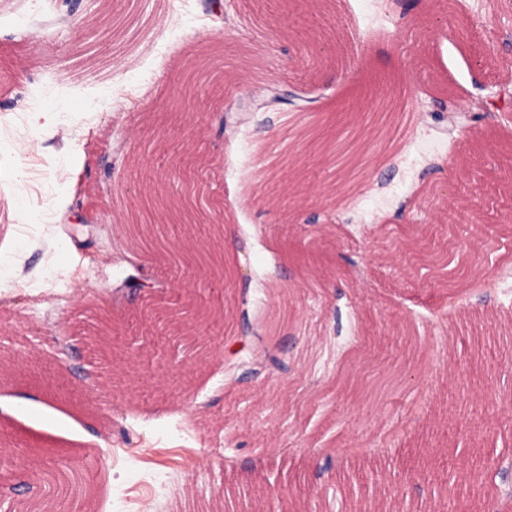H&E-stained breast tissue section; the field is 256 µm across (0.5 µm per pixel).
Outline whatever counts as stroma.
<instances>
[{
	"instance_id": "obj_1",
	"label": "stroma",
	"mask_w": 512,
	"mask_h": 512,
	"mask_svg": "<svg viewBox=\"0 0 512 512\" xmlns=\"http://www.w3.org/2000/svg\"><path fill=\"white\" fill-rule=\"evenodd\" d=\"M0 0V248L16 288L0 293V482H40L50 456L72 484L54 512H224L259 477L276 512H355L386 493L411 512H512L500 475L485 494L473 462L512 466V119L472 131L434 118L473 109L512 70V0H432L397 27L386 0ZM53 20L32 44V12ZM209 66L183 111L166 103ZM301 85L311 112H276L259 134L252 103ZM245 124L220 130L227 103ZM52 112V126L34 124ZM169 193L198 182L241 277L145 258L170 302L224 312L197 348L156 339L142 299L120 286L123 216L157 173ZM456 192L437 197L438 185ZM387 182L378 191V182ZM497 221L479 275L406 259L398 241ZM358 262L348 268L346 257ZM496 288L472 289L475 277ZM357 312L339 353L337 293ZM455 314L434 335L433 315ZM292 324L275 335L289 370L233 382L226 324L242 302ZM121 323L96 371L86 338L101 309ZM437 389L396 452L315 479L348 440L391 432L414 389Z\"/></svg>"
}]
</instances>
